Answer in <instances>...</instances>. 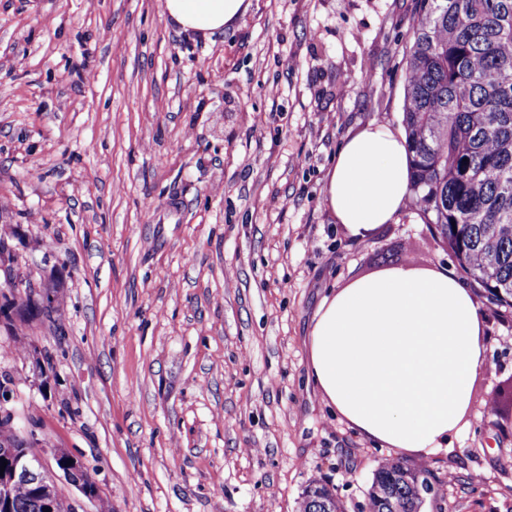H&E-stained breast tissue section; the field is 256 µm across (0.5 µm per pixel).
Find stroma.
<instances>
[{"instance_id":"stroma-1","label":"stroma","mask_w":512,"mask_h":512,"mask_svg":"<svg viewBox=\"0 0 512 512\" xmlns=\"http://www.w3.org/2000/svg\"><path fill=\"white\" fill-rule=\"evenodd\" d=\"M164 3L0 0V268L60 301L0 299L13 427L112 512H297L312 480L367 512L391 451L308 383V336L352 279L457 266L418 208L360 237L325 200L348 137L402 127L418 0H250L208 40ZM474 297L484 364L424 512H512V310ZM57 467L63 472L64 477L75 486L80 493L90 501H94L99 494L98 486L91 478H87L85 468L70 456L64 453L54 455ZM72 460L70 466L67 462Z\"/></svg>"}]
</instances>
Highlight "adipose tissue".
Here are the masks:
<instances>
[{"label":"adipose tissue","instance_id":"adipose-tissue-1","mask_svg":"<svg viewBox=\"0 0 512 512\" xmlns=\"http://www.w3.org/2000/svg\"><path fill=\"white\" fill-rule=\"evenodd\" d=\"M249 0H165L180 30L211 38ZM410 157L404 134L374 121L336 155L325 199L355 236L404 209ZM483 319L455 272L393 268L323 298L309 335V379L360 433L407 456L437 454L465 426L483 365Z\"/></svg>","mask_w":512,"mask_h":512}]
</instances>
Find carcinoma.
Masks as SVG:
<instances>
[{"instance_id": "1", "label": "carcinoma", "mask_w": 512, "mask_h": 512, "mask_svg": "<svg viewBox=\"0 0 512 512\" xmlns=\"http://www.w3.org/2000/svg\"><path fill=\"white\" fill-rule=\"evenodd\" d=\"M402 123L411 191L460 268L487 300L512 309V0H419L406 64ZM428 469L391 459L367 490L369 512H420ZM14 512H43L27 486ZM299 512H344L311 482Z\"/></svg>"}]
</instances>
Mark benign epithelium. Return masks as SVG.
Masks as SVG:
<instances>
[{"label":"benign epithelium","instance_id":"obj_1","mask_svg":"<svg viewBox=\"0 0 512 512\" xmlns=\"http://www.w3.org/2000/svg\"><path fill=\"white\" fill-rule=\"evenodd\" d=\"M39 439L30 434L25 439L27 449L20 452L18 449L4 445L0 447V458L10 463L9 469L0 476V509L9 512L10 503L8 492L12 485L22 481L31 485L41 499L44 512H78L72 504H64L57 495L54 481L47 476L41 457L32 452ZM57 467L64 477L75 486L80 493L90 501L98 497L99 490L95 481L86 476L85 468L76 460L64 453L55 454Z\"/></svg>","mask_w":512,"mask_h":512}]
</instances>
